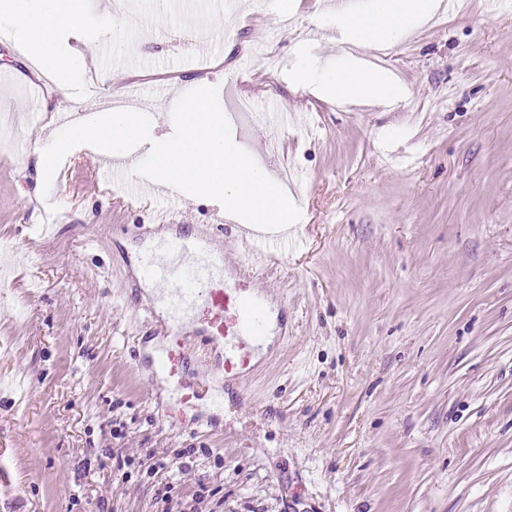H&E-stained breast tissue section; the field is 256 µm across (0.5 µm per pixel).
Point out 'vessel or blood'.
<instances>
[{
  "instance_id": "obj_1",
  "label": "vessel or blood",
  "mask_w": 512,
  "mask_h": 512,
  "mask_svg": "<svg viewBox=\"0 0 512 512\" xmlns=\"http://www.w3.org/2000/svg\"><path fill=\"white\" fill-rule=\"evenodd\" d=\"M150 150V145L141 144L125 154H107L102 177L111 178L116 168H134ZM136 192L138 197L157 200L155 214L161 218L178 209L184 198L177 189L145 178L139 179ZM218 221L237 226L241 235L252 237L255 246L273 260L286 256L296 245L288 231L265 232L250 223H239L236 215L228 212ZM140 276L156 287L157 301L177 330L189 321L198 304H205L211 313L193 344H186L177 333L155 350L152 373L177 385V404L190 408L197 401L198 393L186 379L200 364L215 363L225 381L243 382L267 340L268 317L260 296L229 283L223 267L186 233L157 239L150 257L140 263Z\"/></svg>"
}]
</instances>
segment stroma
Masks as SVG:
<instances>
[{"label": "stroma", "mask_w": 512, "mask_h": 512, "mask_svg": "<svg viewBox=\"0 0 512 512\" xmlns=\"http://www.w3.org/2000/svg\"><path fill=\"white\" fill-rule=\"evenodd\" d=\"M131 7L145 24L91 42L113 101L184 71L223 112L245 96L309 119L279 134L257 115L239 142L275 139L255 162L294 171L299 248L273 264L221 231L226 276L256 270L247 287L288 326L243 383L198 367L201 400L175 418L169 383L140 371L169 324L137 290L138 261L179 228L209 239L222 209L193 197L155 223L119 203L133 190L121 174L101 195L91 151L66 156L43 198L35 161L56 129L42 111L61 95L0 42L18 80L0 83V269L15 270L0 285V373L15 385L0 391V512H161L149 455L185 460L167 476L172 512H512V0H461L388 41L379 69L404 94L371 105L292 81L304 60L350 65L306 38L332 25L320 0H300L288 31L277 0L198 19L174 0ZM58 207L69 222L40 241ZM111 451L132 458L125 473Z\"/></svg>", "instance_id": "obj_1"}]
</instances>
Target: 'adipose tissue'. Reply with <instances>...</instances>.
Segmentation results:
<instances>
[{
    "instance_id": "obj_1",
    "label": "adipose tissue",
    "mask_w": 512,
    "mask_h": 512,
    "mask_svg": "<svg viewBox=\"0 0 512 512\" xmlns=\"http://www.w3.org/2000/svg\"><path fill=\"white\" fill-rule=\"evenodd\" d=\"M432 8L431 0H375L367 13H343L336 25L356 45L389 41ZM85 0H0V19L12 23L14 39L27 58L47 63L62 77L61 93H69L79 44L87 42ZM299 85L318 84L336 100H378L399 96V89L379 74L350 69L322 71L304 63L295 73Z\"/></svg>"
}]
</instances>
